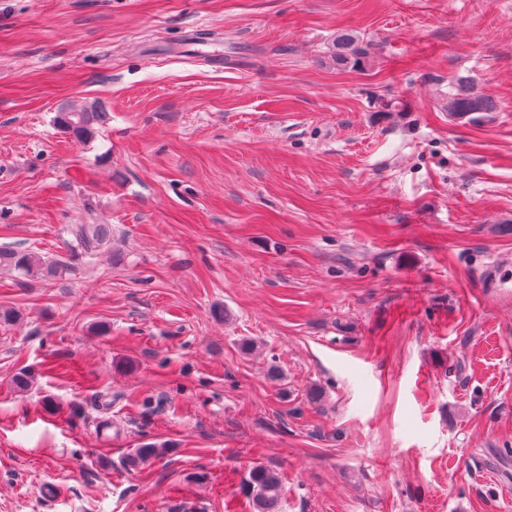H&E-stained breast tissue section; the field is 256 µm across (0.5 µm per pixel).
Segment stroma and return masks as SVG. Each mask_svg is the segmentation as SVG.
<instances>
[{"label": "stroma", "instance_id": "stroma-1", "mask_svg": "<svg viewBox=\"0 0 512 512\" xmlns=\"http://www.w3.org/2000/svg\"><path fill=\"white\" fill-rule=\"evenodd\" d=\"M70 224L0 271V512H512V0H0V246ZM372 56L368 48L363 47L357 34L342 32L336 40V52L333 61L336 67L366 68ZM455 92L448 93L446 109L448 115L455 119H464L477 112H494L497 108L496 102L484 95L473 92L471 80L467 77L457 78ZM105 112L95 104L74 105L65 112H59L60 127L77 140L87 142L95 138L99 127L106 121ZM67 234L71 256L91 258L110 240L111 230L105 224H72ZM0 269L16 273L20 278L50 280L68 269V265L46 260L35 252L17 246L0 248ZM246 481L251 495L249 505L253 512H277L282 494L279 473L266 466L256 465L249 471Z\"/></svg>", "mask_w": 512, "mask_h": 512}]
</instances>
